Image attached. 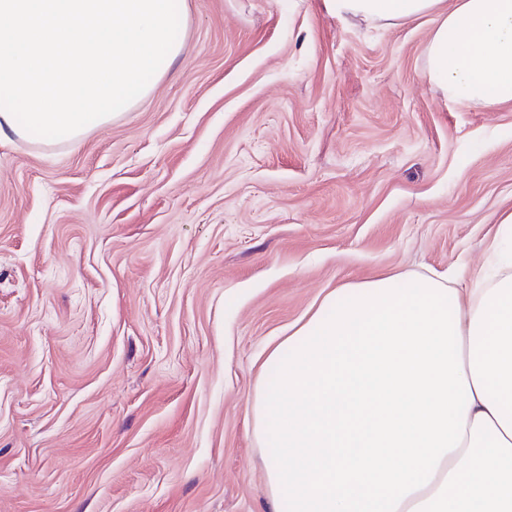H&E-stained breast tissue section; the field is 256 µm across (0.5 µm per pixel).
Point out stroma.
Listing matches in <instances>:
<instances>
[{
  "label": "stroma",
  "instance_id": "obj_1",
  "mask_svg": "<svg viewBox=\"0 0 512 512\" xmlns=\"http://www.w3.org/2000/svg\"><path fill=\"white\" fill-rule=\"evenodd\" d=\"M186 7L130 112L0 137V512H270L266 346L339 286L478 269L512 210V105L442 98L430 21Z\"/></svg>",
  "mask_w": 512,
  "mask_h": 512
}]
</instances>
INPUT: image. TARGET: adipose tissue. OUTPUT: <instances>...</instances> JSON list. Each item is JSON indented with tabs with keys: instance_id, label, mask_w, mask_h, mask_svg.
<instances>
[{
	"instance_id": "1",
	"label": "adipose tissue",
	"mask_w": 512,
	"mask_h": 512,
	"mask_svg": "<svg viewBox=\"0 0 512 512\" xmlns=\"http://www.w3.org/2000/svg\"><path fill=\"white\" fill-rule=\"evenodd\" d=\"M432 28L426 75L512 105V0H324ZM472 287L394 273L325 294L271 346L248 415L272 512H512V211Z\"/></svg>"
}]
</instances>
